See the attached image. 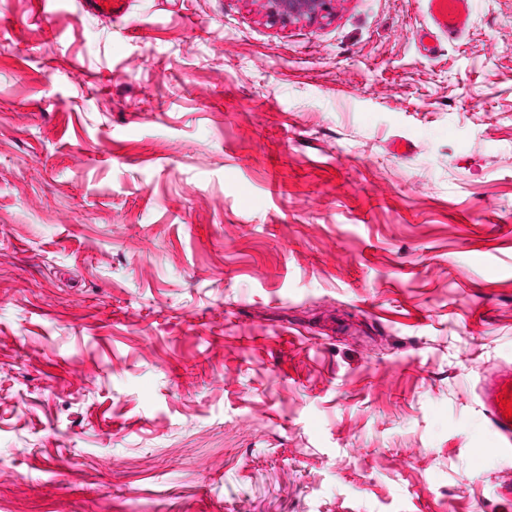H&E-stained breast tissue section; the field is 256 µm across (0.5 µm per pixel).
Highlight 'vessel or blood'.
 Segmentation results:
<instances>
[{
	"instance_id": "1",
	"label": "vessel or blood",
	"mask_w": 512,
	"mask_h": 512,
	"mask_svg": "<svg viewBox=\"0 0 512 512\" xmlns=\"http://www.w3.org/2000/svg\"><path fill=\"white\" fill-rule=\"evenodd\" d=\"M434 24L443 32L457 36L469 25L472 0H427ZM479 405L495 435V451L512 456V416L504 400L512 398V364H500L484 372L478 388Z\"/></svg>"
}]
</instances>
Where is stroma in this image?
<instances>
[{"mask_svg": "<svg viewBox=\"0 0 512 512\" xmlns=\"http://www.w3.org/2000/svg\"><path fill=\"white\" fill-rule=\"evenodd\" d=\"M330 7L0 0V512H512V0ZM329 0H266L267 15L273 22H289L305 17L312 21L324 18L329 11ZM434 24L448 35H460L469 25L472 0H427ZM479 405L495 435L496 453L512 456V417L502 400L512 398V364H500L484 372L478 388Z\"/></svg>", "mask_w": 512, "mask_h": 512, "instance_id": "1", "label": "stroma"}]
</instances>
